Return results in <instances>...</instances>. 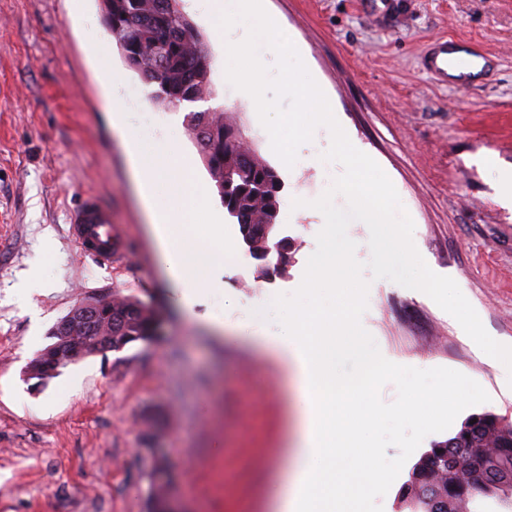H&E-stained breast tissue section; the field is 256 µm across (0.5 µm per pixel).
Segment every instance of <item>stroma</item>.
<instances>
[{"label":"stroma","instance_id":"35a3bbf8","mask_svg":"<svg viewBox=\"0 0 512 512\" xmlns=\"http://www.w3.org/2000/svg\"><path fill=\"white\" fill-rule=\"evenodd\" d=\"M322 86L352 144L394 184L413 242L453 278L498 342L512 345V0H264ZM213 59L212 97L167 107L125 63L98 0H0V512H148L154 468L175 475L184 512H273L274 482L293 458L298 378L272 347L271 298L301 284L323 227L317 199L339 164L323 161L326 128L294 166L273 152L255 104L224 79V49L204 0H181ZM480 44L491 62L464 87L422 66L437 38ZM136 96L125 117L155 112L153 141L175 140L192 179L213 180L188 134V113L221 104L279 173L278 233L292 244L284 274L259 277L231 217L211 225L233 243L209 265V288L183 301L165 261L168 224H152L128 149L112 125V75ZM88 194L125 234L122 263L91 258L69 213ZM249 287H242V280ZM158 301L163 337L77 359L36 383L26 369L76 304L112 292ZM221 317L223 327L212 324ZM361 323L392 362L447 367L480 384L477 412L512 419V385L430 297L370 283Z\"/></svg>","mask_w":512,"mask_h":512}]
</instances>
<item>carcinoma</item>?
Returning <instances> with one entry per match:
<instances>
[{
    "mask_svg": "<svg viewBox=\"0 0 512 512\" xmlns=\"http://www.w3.org/2000/svg\"><path fill=\"white\" fill-rule=\"evenodd\" d=\"M105 29L119 44L122 54L138 61L135 71L155 86L153 98L177 107L193 95L202 100L212 95V61L204 42L182 12L179 0H100ZM190 129L217 193L237 224H267L264 238L247 244L250 254L262 257L260 273L277 268L276 233L279 193L283 182L278 172L256 155L240 137L228 144L225 130L236 122L221 111L191 112ZM163 322L151 302L127 295L102 306L86 318L78 335L112 339L121 351L134 343H146ZM512 478V420L493 413L473 414L447 439L437 441L414 464L401 488V512H512V493L496 484L465 480L482 467L496 468ZM431 484L429 497L408 493L409 485Z\"/></svg>",
    "mask_w": 512,
    "mask_h": 512,
    "instance_id": "1",
    "label": "carcinoma"
}]
</instances>
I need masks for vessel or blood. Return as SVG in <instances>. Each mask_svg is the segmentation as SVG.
<instances>
[{
  "label": "vessel or blood",
  "mask_w": 512,
  "mask_h": 512,
  "mask_svg": "<svg viewBox=\"0 0 512 512\" xmlns=\"http://www.w3.org/2000/svg\"><path fill=\"white\" fill-rule=\"evenodd\" d=\"M451 49L452 44L448 40L435 41L424 56L423 68L439 81L465 84L472 75L457 70L449 56ZM69 224L72 237L84 253L103 260L123 257L125 245L122 234L112 222L111 211L97 197H83L71 212Z\"/></svg>",
  "instance_id": "vessel-or-blood-1"
}]
</instances>
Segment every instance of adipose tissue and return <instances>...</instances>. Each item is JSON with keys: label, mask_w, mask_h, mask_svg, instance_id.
Here are the masks:
<instances>
[{"label": "adipose tissue", "mask_w": 512, "mask_h": 512, "mask_svg": "<svg viewBox=\"0 0 512 512\" xmlns=\"http://www.w3.org/2000/svg\"><path fill=\"white\" fill-rule=\"evenodd\" d=\"M124 141H137L132 165L138 177L156 181L158 193L147 206L155 220L183 223L181 193L185 191L184 163L175 142L160 144L138 141L135 128L116 126ZM164 250L178 248L179 258L170 262V273L186 290L205 287L206 264L216 258L211 239L186 231L179 245L163 241ZM284 361L290 362L299 378L304 407L299 416L296 441L297 462L290 475L274 484L277 512H338L332 496L336 480L345 478L342 432L346 419L360 414L363 428L373 419L365 413L369 401L367 385L349 386L337 378L336 362L347 354L358 356L367 368H382L385 358L368 350L354 326L311 312L299 313L289 333L276 341Z\"/></svg>", "instance_id": "adipose-tissue-1"}]
</instances>
